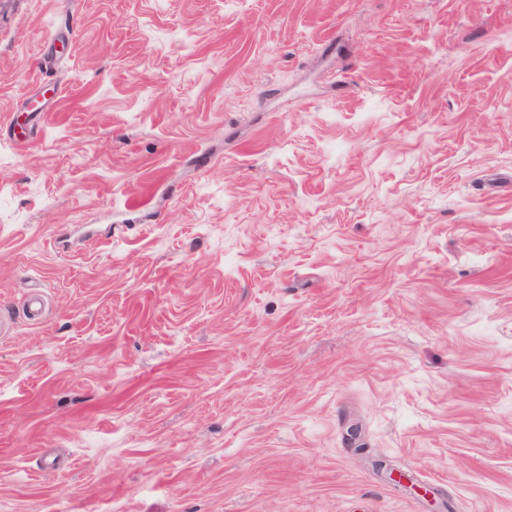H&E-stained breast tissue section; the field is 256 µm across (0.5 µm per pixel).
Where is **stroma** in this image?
Here are the masks:
<instances>
[{"label": "stroma", "mask_w": 512, "mask_h": 512, "mask_svg": "<svg viewBox=\"0 0 512 512\" xmlns=\"http://www.w3.org/2000/svg\"><path fill=\"white\" fill-rule=\"evenodd\" d=\"M0 512H512V0H0Z\"/></svg>", "instance_id": "35a3bbf8"}]
</instances>
